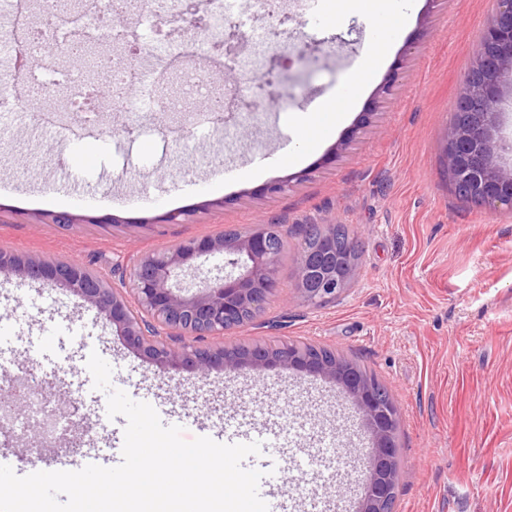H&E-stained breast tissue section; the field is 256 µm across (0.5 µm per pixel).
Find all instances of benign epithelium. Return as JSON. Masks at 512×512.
Instances as JSON below:
<instances>
[{
  "label": "benign epithelium",
  "mask_w": 512,
  "mask_h": 512,
  "mask_svg": "<svg viewBox=\"0 0 512 512\" xmlns=\"http://www.w3.org/2000/svg\"><path fill=\"white\" fill-rule=\"evenodd\" d=\"M243 41L239 26L224 19L223 49ZM290 63L286 53L270 57L265 80L241 98L239 107L258 111L277 101L274 71ZM512 111V0H496L490 22L476 41L472 62L456 98L446 132L445 162L458 199L484 208L512 212V140L502 134L501 118ZM316 244L301 243L295 288L309 304L336 300L358 275L356 261L336 252V225L316 224ZM219 256L222 264L198 277L190 261ZM279 252L267 227L240 233L188 238L158 253L130 259L129 282L115 283L73 261L40 255L0 252V273L50 281L94 306L127 346L155 363L206 374L215 369L279 368L327 378L355 402L372 433V448L358 512H392L399 478L395 404H384L369 379L336 354L306 350L289 343L277 346L196 347L192 336L231 335L266 309L279 288Z\"/></svg>",
  "instance_id": "1"
}]
</instances>
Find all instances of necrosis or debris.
I'll list each match as a JSON object with an SVG mask.
<instances>
[{"label": "necrosis or debris", "instance_id": "1", "mask_svg": "<svg viewBox=\"0 0 512 512\" xmlns=\"http://www.w3.org/2000/svg\"><path fill=\"white\" fill-rule=\"evenodd\" d=\"M40 4L54 20L47 37L36 17L22 19L19 0L0 8V62L21 73L11 85H0V112L10 111L23 94H38L45 106L33 116V126L72 140L95 134L104 117L115 112L177 113L204 129L215 127L216 117L225 112L231 91L196 66L208 59L210 40L154 38L157 24L177 15L179 0H137V23L128 32L114 30L108 20L110 11L124 9L125 0H86L77 12L59 9L58 0ZM103 82L110 85L111 98L98 96ZM62 89L78 123L55 116ZM199 98L206 100L207 111L192 110Z\"/></svg>", "mask_w": 512, "mask_h": 512}]
</instances>
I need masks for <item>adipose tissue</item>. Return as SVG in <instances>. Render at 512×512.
Here are the masks:
<instances>
[{
	"instance_id": "obj_1",
	"label": "adipose tissue",
	"mask_w": 512,
	"mask_h": 512,
	"mask_svg": "<svg viewBox=\"0 0 512 512\" xmlns=\"http://www.w3.org/2000/svg\"><path fill=\"white\" fill-rule=\"evenodd\" d=\"M409 22V16L404 11H397L392 18L388 29L380 38L373 40L365 55L367 64L360 68L358 75L353 80L349 92L340 96H330L321 99L312 111L287 112L282 116L289 126L294 127L299 133V139L288 152L289 162H298L305 150L318 147L321 137V128L335 129L340 127L347 119L358 97L384 68L392 50L393 33L401 31Z\"/></svg>"
}]
</instances>
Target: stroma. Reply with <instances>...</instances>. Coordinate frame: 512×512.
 Returning a JSON list of instances; mask_svg holds the SVG:
<instances>
[{
	"label": "stroma",
	"mask_w": 512,
	"mask_h": 512,
	"mask_svg": "<svg viewBox=\"0 0 512 512\" xmlns=\"http://www.w3.org/2000/svg\"><path fill=\"white\" fill-rule=\"evenodd\" d=\"M495 0H416L382 78L347 126L298 165L285 163L294 130L281 121L314 95L349 86L372 34L359 7L321 22L322 0H288L289 21L274 53L310 47L279 71L276 108L224 127L223 140L162 137L150 120L116 112L85 138L94 164L76 169L79 190L57 178L73 144L31 140L14 116H0V251L70 260L111 275L129 254L168 249L188 237L281 225L286 247L279 288L260 317L225 336L228 346L285 341L325 347L359 364L390 392L400 414L395 512H512V212L467 207L443 162L452 105L471 47ZM395 77L391 94L385 78ZM120 135H113V128ZM264 177H254L255 158ZM287 181L282 193L264 188ZM72 225L53 223L56 215ZM302 224H344L360 246L359 276L336 302L314 306L295 288ZM0 389H13L30 354L65 367L58 388L82 407L66 451L31 453L22 430L0 455L22 464L78 457L110 433L107 394L83 362L98 353L112 388L150 397L180 419L205 420L203 436H224V416L279 427L278 465L297 464L307 494L356 512L358 473L371 434L335 384L277 368L165 370L127 348L97 310L45 282L0 275Z\"/></svg>",
	"instance_id": "1"
}]
</instances>
